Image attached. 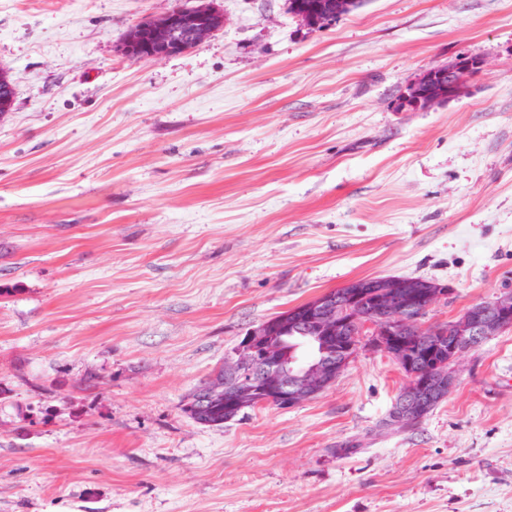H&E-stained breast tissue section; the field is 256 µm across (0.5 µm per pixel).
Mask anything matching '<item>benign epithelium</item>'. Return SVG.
<instances>
[{
    "mask_svg": "<svg viewBox=\"0 0 512 512\" xmlns=\"http://www.w3.org/2000/svg\"><path fill=\"white\" fill-rule=\"evenodd\" d=\"M223 17L211 6L166 12L147 18L125 38V56L139 50L140 60H161L179 50L196 47L223 27ZM489 71L479 56H461L448 65L433 66L404 87L392 103L396 112H417L436 103L464 96L469 84ZM417 279H385L368 308L362 291L349 283L329 290L284 314L247 329L232 363L241 373L231 396L234 407L251 402L271 406H298L329 389L363 348H370L394 361L407 383L394 404L398 424L409 427L421 419L419 411L433 396H446L457 381L456 365L469 350L497 333L512 328V291L476 303L448 324H427L431 307L449 292L433 282L415 298L404 289L415 288ZM346 331L343 349L336 350V334ZM454 337L448 360L432 364L433 376L426 383L415 380L412 344L397 342L399 333Z\"/></svg>",
    "mask_w": 512,
    "mask_h": 512,
    "instance_id": "1",
    "label": "benign epithelium"
}]
</instances>
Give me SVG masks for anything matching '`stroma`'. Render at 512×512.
I'll use <instances>...</instances> for the list:
<instances>
[{
	"mask_svg": "<svg viewBox=\"0 0 512 512\" xmlns=\"http://www.w3.org/2000/svg\"><path fill=\"white\" fill-rule=\"evenodd\" d=\"M202 1L0 0V512H512V329L414 430L380 428L407 378L370 350L293 408L182 411L325 291L445 284L436 323L512 290V0H366L325 29L206 0L200 46L119 54ZM462 53L490 66L469 95L392 110ZM223 17L210 5L166 12L147 18L125 38L122 52L129 58L139 50L138 60H161L177 55L178 50L191 49L211 37L223 27ZM184 39L186 44H181ZM222 379L224 380V364L214 370V372L203 382H201L187 397V402L183 406V412L196 424L203 427H221L224 423L235 420L236 417L244 414V410L234 413H224V403L217 402L212 405L209 409L204 411H196L195 408V397L197 392L204 387L203 391L199 393L198 400L201 403L206 401H223L224 402V385L215 383L208 386L211 379Z\"/></svg>",
	"mask_w": 512,
	"mask_h": 512,
	"instance_id": "stroma-1",
	"label": "stroma"
}]
</instances>
